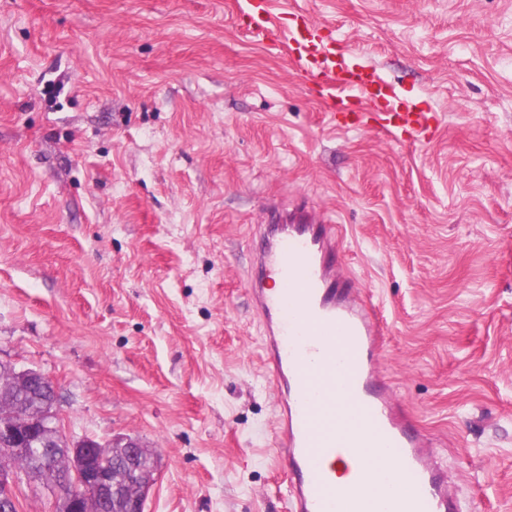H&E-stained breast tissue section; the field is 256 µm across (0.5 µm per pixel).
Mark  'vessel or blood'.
Returning <instances> with one entry per match:
<instances>
[{"mask_svg":"<svg viewBox=\"0 0 512 512\" xmlns=\"http://www.w3.org/2000/svg\"><path fill=\"white\" fill-rule=\"evenodd\" d=\"M272 0H245L257 11V28L266 36L300 47L295 63L322 90L338 86V108L355 106L371 113L376 127L391 139L426 138L435 118L414 111L375 69L352 64L325 42L311 22L288 29L277 26ZM263 248L255 255L252 301L265 336L266 373L281 397L277 420L280 458L290 473L286 512H336L334 468L340 454L362 456V448L332 429L319 437L313 405L321 395L307 382L309 368L329 357L336 337L352 349L339 371L365 432L391 451L392 480L407 489L405 501L379 500L377 512H469L468 500L448 488L445 465L435 459L431 439L416 428L379 371L384 326L377 306L362 298L330 264L336 250V227L296 213L260 227ZM282 284L267 292L265 280Z\"/></svg>","mask_w":512,"mask_h":512,"instance_id":"b4317fda","label":"vessel or blood"}]
</instances>
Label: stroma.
I'll use <instances>...</instances> for the list:
<instances>
[{
    "label": "stroma",
    "mask_w": 512,
    "mask_h": 512,
    "mask_svg": "<svg viewBox=\"0 0 512 512\" xmlns=\"http://www.w3.org/2000/svg\"><path fill=\"white\" fill-rule=\"evenodd\" d=\"M294 3L435 134L332 111L235 0H0V363L158 453L147 512H283L250 266L304 207L449 489L512 512V0Z\"/></svg>",
    "instance_id": "35a3bbf8"
}]
</instances>
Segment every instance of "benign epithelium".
<instances>
[{
    "label": "benign epithelium",
    "instance_id": "obj_1",
    "mask_svg": "<svg viewBox=\"0 0 512 512\" xmlns=\"http://www.w3.org/2000/svg\"><path fill=\"white\" fill-rule=\"evenodd\" d=\"M15 376L18 383L34 376L50 384L54 401H59V386L53 377L36 369L18 371ZM0 436L21 446L32 442L34 437L40 445L54 441L64 446V482L69 491L55 494V512H105L104 505L108 502L127 512H146L157 471L142 467L147 448L138 439L113 438L110 446L121 449L122 453L108 467L100 464V443L90 438L67 439L55 411L48 417L37 416L27 422L12 414L0 423Z\"/></svg>",
    "mask_w": 512,
    "mask_h": 512
}]
</instances>
